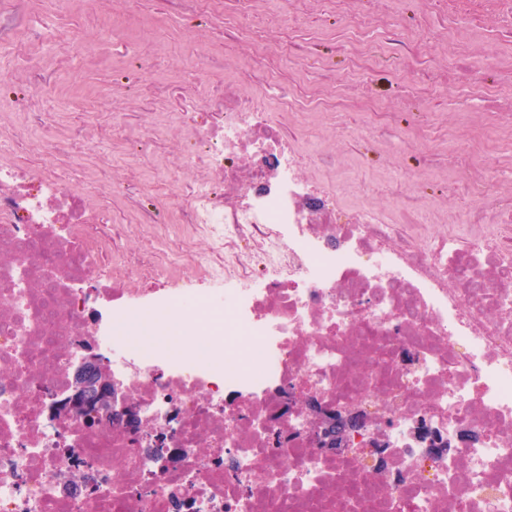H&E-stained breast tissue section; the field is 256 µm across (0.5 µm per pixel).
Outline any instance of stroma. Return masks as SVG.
<instances>
[{
	"instance_id": "35a3bbf8",
	"label": "stroma",
	"mask_w": 512,
	"mask_h": 512,
	"mask_svg": "<svg viewBox=\"0 0 512 512\" xmlns=\"http://www.w3.org/2000/svg\"><path fill=\"white\" fill-rule=\"evenodd\" d=\"M366 7L367 0H347L340 13L333 0H310L306 15L298 16L290 13L286 0H249L248 12L263 26L261 55L252 38L235 29V0H227L225 11L208 16L192 13L184 0H112L101 7L103 20L112 26V40L97 53L99 68L112 77V110L126 126L120 148L123 160L109 178L121 188L112 199V222L125 228L112 248L113 264L132 255L156 260L151 236L171 223L170 210L180 202L172 200L167 209L156 206L147 181L161 162L198 148L186 129L171 124L157 141L139 137L152 110L142 93L146 81L166 95L193 93L209 82L235 79L244 92L264 98L275 118L284 110V99L292 98L294 132L306 135L310 148L336 160L331 169H308V176L329 184L344 176L346 205L395 214L397 201L378 188L398 181L407 193L436 201L448 213L457 212L465 182L448 164L459 149L457 133L464 127L488 128L485 102L472 93L466 76L454 70L458 43L469 44L480 81L506 96L512 94V37L503 33V20L495 14L474 29L464 20H454L448 24V36L429 48L424 68L411 77L378 29L349 27L348 15ZM0 20L13 41L37 35L40 59L32 68L14 54H0V112L21 111L22 100L39 88L48 99L84 93L83 54L73 52L64 64L55 59L57 17L44 14L35 0H0ZM288 41L294 55L287 59L278 46ZM354 45L369 57L368 72L353 68L348 50ZM434 73L450 74V84L437 86L431 99L412 97L410 82H425ZM349 83L363 85L382 106L395 107L404 98L410 104L387 128L364 125L357 110L336 112L309 105V94L332 102ZM488 130L496 151L488 159L493 188L485 204L493 209L512 199V133ZM148 210L154 221L145 224L141 218Z\"/></svg>"
}]
</instances>
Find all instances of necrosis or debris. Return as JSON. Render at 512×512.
<instances>
[{"mask_svg":"<svg viewBox=\"0 0 512 512\" xmlns=\"http://www.w3.org/2000/svg\"><path fill=\"white\" fill-rule=\"evenodd\" d=\"M393 0H372L397 50L423 51L390 24ZM90 92L24 108L38 119L39 153L10 159L22 129L0 127V512H512V228H489L475 201L490 185L462 134L458 167L471 195L453 216L391 188L410 214L441 232L391 224L350 208L310 180L334 159L307 150L263 102L228 82L183 97L176 123L198 151L183 196L179 237L156 236L162 267L127 260L100 280L89 255L112 254L111 226L91 210L115 157L98 155L78 183L59 166L80 161L55 114L98 112ZM465 219L459 229L457 219ZM159 275L181 288L142 302L138 284ZM210 281L212 293L195 284ZM171 319L179 352L134 338L143 309ZM106 356L112 379L146 432L185 449L171 465L147 441L102 417L52 419L48 394L65 396L87 346ZM300 385L334 405H360L361 446L384 433L391 446L368 463L336 457L306 438L310 418L285 409ZM426 420L450 445L425 452L414 436ZM477 431L466 442L456 431ZM77 469L91 495L62 488Z\"/></svg>","mask_w":512,"mask_h":512,"instance_id":"obj_1","label":"necrosis or debris"}]
</instances>
